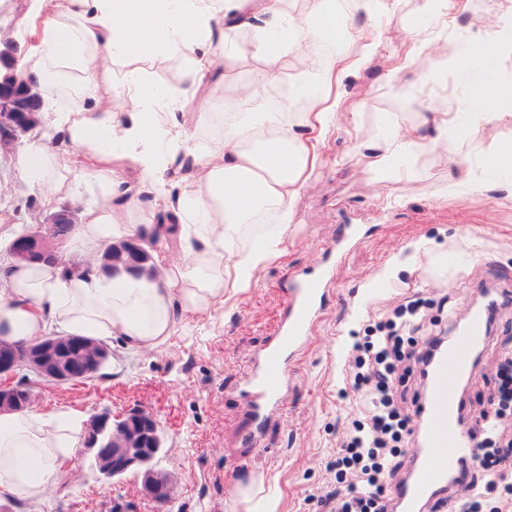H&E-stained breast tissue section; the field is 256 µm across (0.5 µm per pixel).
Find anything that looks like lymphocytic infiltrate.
<instances>
[{
    "instance_id": "1",
    "label": "lymphocytic infiltrate",
    "mask_w": 512,
    "mask_h": 512,
    "mask_svg": "<svg viewBox=\"0 0 512 512\" xmlns=\"http://www.w3.org/2000/svg\"><path fill=\"white\" fill-rule=\"evenodd\" d=\"M421 304L409 301L393 316L377 323V335L356 344L346 382L360 403L359 419L346 432L329 465L336 486L317 500L323 512H393L388 476L397 473L402 445L411 434L413 418L401 412L396 386L400 367L422 363L436 346V336L424 333ZM497 387L487 399L494 416L476 430L477 467L458 512H484L488 489H498L502 501H512V356L496 365Z\"/></svg>"
}]
</instances>
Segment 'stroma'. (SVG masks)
Here are the masks:
<instances>
[{"label":"stroma","instance_id":"35a3bbf8","mask_svg":"<svg viewBox=\"0 0 512 512\" xmlns=\"http://www.w3.org/2000/svg\"><path fill=\"white\" fill-rule=\"evenodd\" d=\"M335 8L352 23L339 51L365 62L332 86L336 125L295 205L287 254L252 288L179 320L155 349L112 336L109 364L85 383L31 381L34 404L45 412L72 408L88 419L151 413L163 437L153 467L172 483V502L147 497L138 471L103 478L84 453L62 466L40 503L16 500L11 512H235L234 486L259 475L279 490L280 512H315L329 489L326 465L355 410L343 392L352 346L374 317L418 299L445 329L460 321L481 287L512 291V169L484 168L498 143L512 141V118L491 128L473 124L461 112L480 107L470 97L472 78L436 66L413 37L422 32L437 54L453 55L462 44L485 40V23H511L512 0H441L425 14L419 0H395L387 11L374 2L359 12L335 0ZM391 68L397 74L388 86L382 77ZM435 110L457 115L444 142L378 174L371 165L377 145L397 130L427 133L424 118ZM11 155L0 151V222L23 232L61 207L80 216L94 205L81 186L50 201L16 188ZM320 272L326 293L308 343L290 362L288 387L270 421L256 429L244 396L251 363L283 315L290 279ZM498 317L466 380V397L475 403L491 386L498 355L512 353V307Z\"/></svg>","mask_w":512,"mask_h":512}]
</instances>
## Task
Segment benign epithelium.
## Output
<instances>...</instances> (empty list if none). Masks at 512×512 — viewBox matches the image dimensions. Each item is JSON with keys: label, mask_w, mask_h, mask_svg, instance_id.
<instances>
[{"label": "benign epithelium", "mask_w": 512, "mask_h": 512, "mask_svg": "<svg viewBox=\"0 0 512 512\" xmlns=\"http://www.w3.org/2000/svg\"><path fill=\"white\" fill-rule=\"evenodd\" d=\"M27 100L30 105L42 109L43 97L37 86L30 83H17L8 94H0V139L8 140L17 146L22 143L29 130L20 119L17 102ZM47 236L41 233H23L9 246L10 255L19 260L36 256L46 251ZM58 340L54 336H45L26 352L6 350L0 353V413L31 402L27 388L14 384V379L22 370L56 383H71L80 376L91 372L83 364L74 365L56 356ZM141 426L140 436L149 447L141 448L131 439H112V447L99 448L86 442V449L94 451L98 471L107 478L120 476L133 467H143L144 490L154 500L164 501L172 493V486L166 478L155 473L150 464L161 447L157 434L158 424L153 415L145 411L136 412Z\"/></svg>", "instance_id": "1"}]
</instances>
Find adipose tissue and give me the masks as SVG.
Segmentation results:
<instances>
[{
  "mask_svg": "<svg viewBox=\"0 0 512 512\" xmlns=\"http://www.w3.org/2000/svg\"><path fill=\"white\" fill-rule=\"evenodd\" d=\"M332 2L306 0L304 11L293 14L287 0H26L24 20L13 32L27 48L18 77L38 84L44 107L42 129L13 157L19 179L38 189L82 181L98 195L85 222L71 231L72 243L85 253L154 231L157 210L177 209L187 260L147 280L0 257V340L27 344L54 332L120 336L130 347L155 348L171 336L179 316L202 311L225 289L251 288L286 251L294 206L319 162L305 130L323 134L335 122L337 105L327 89L348 62L332 55L319 64V49L346 37L350 23ZM242 30L251 33L243 47L233 39ZM241 56L254 63L252 82L237 99L239 115L217 121L210 107L223 70ZM130 58L157 62L158 68L125 72L122 111L98 106L101 77L110 74L111 63ZM171 58L185 61L175 85L159 68ZM287 61L317 88L302 112L289 102L269 106ZM455 62L484 74L471 89L486 106L477 120L512 114V82L498 75L484 43L461 47ZM187 95L198 105L196 127L220 122L217 135L204 141L183 135L180 109ZM453 121L452 113L434 112L426 119L430 135L383 141L374 168L383 174L400 155L432 150ZM58 135L83 151L88 165L58 152L52 144ZM183 156L191 157L194 176L173 193L162 187V176ZM121 167L137 171V186L120 178ZM145 188L155 192L150 209L140 201ZM132 213L137 221L126 222ZM262 222L266 240L241 245L245 230ZM82 421L70 409L0 413V499L41 502L61 461L77 456Z\"/></svg>",
  "mask_w": 512,
  "mask_h": 512,
  "instance_id": "obj_1",
  "label": "adipose tissue"
}]
</instances>
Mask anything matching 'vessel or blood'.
Segmentation results:
<instances>
[{"instance_id": "vessel-or-blood-1", "label": "vessel or blood", "mask_w": 512, "mask_h": 512, "mask_svg": "<svg viewBox=\"0 0 512 512\" xmlns=\"http://www.w3.org/2000/svg\"><path fill=\"white\" fill-rule=\"evenodd\" d=\"M320 277L293 281L287 291V315L263 351L246 389L255 417L277 406L287 386L288 359L307 340V331L324 296ZM491 300L469 313L460 335L436 355L426 376L428 395L421 401L411 438L412 462L406 476L393 488L398 512H428L441 503L453 512L455 497L468 482L476 463V439L464 418L460 401L448 394L449 383L474 368L475 355L489 341Z\"/></svg>"}]
</instances>
